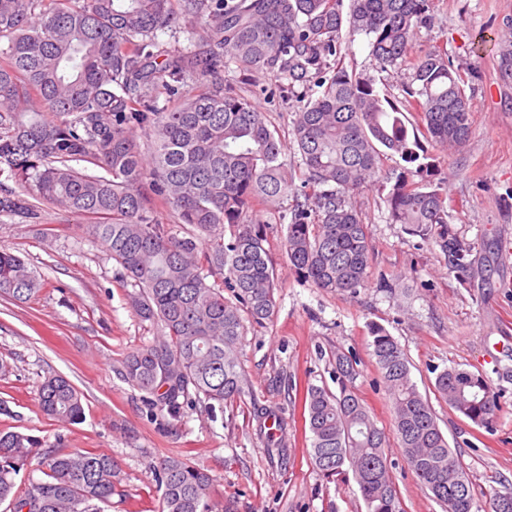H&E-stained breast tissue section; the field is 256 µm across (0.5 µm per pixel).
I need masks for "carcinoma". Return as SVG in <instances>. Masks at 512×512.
I'll return each instance as SVG.
<instances>
[{
    "label": "carcinoma",
    "instance_id": "obj_1",
    "mask_svg": "<svg viewBox=\"0 0 512 512\" xmlns=\"http://www.w3.org/2000/svg\"><path fill=\"white\" fill-rule=\"evenodd\" d=\"M0 0V178L90 220L138 291L131 307L160 336L123 361V380L177 420L195 400L211 409L243 392L237 370L243 318L273 317L274 266L257 206L288 196L293 180L267 113L224 87L234 62L265 69L289 86L319 77V94L295 113L291 134L303 180L295 189L285 248L296 275L326 293L350 296L367 282L373 249L353 198L394 155L404 166L387 177V220L439 247L450 271L468 279L474 246L449 223L448 201L428 147L460 149L471 134L472 87L447 54L417 57L419 27L431 0ZM204 24L193 48L155 50L157 32ZM366 37L380 70H412L406 104L380 95L373 81L342 62V30ZM196 82L188 94L176 85ZM164 105H159L161 94ZM416 113L410 121L406 113ZM149 130L150 160L132 133ZM106 175H99L94 168ZM161 201L197 232L178 237L154 220ZM0 213L36 223L40 211L9 189ZM214 280H208V277ZM34 272L0 251V295L24 303L37 292ZM230 297H225L224 293ZM370 354L393 409V436L408 467L445 512H480L460 456L439 427L430 397L413 381L410 361L385 328H370ZM339 392L307 388L305 422L312 462L328 478L355 480L367 512H404L378 428L357 390V360L333 354ZM435 397L473 425L493 429L498 396L482 375L433 367ZM40 411L63 425L84 417L81 393L50 375ZM39 441L0 432V503L11 512H100L121 484L112 457L49 451L43 478L16 477ZM161 512H214L213 476L178 457L156 467ZM490 512H512V488Z\"/></svg>",
    "mask_w": 512,
    "mask_h": 512
}]
</instances>
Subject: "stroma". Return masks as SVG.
Segmentation results:
<instances>
[{"mask_svg":"<svg viewBox=\"0 0 512 512\" xmlns=\"http://www.w3.org/2000/svg\"><path fill=\"white\" fill-rule=\"evenodd\" d=\"M510 40L512 0H433V20L419 28L413 48L417 54L441 48L454 66L472 73L470 140L433 155L451 224L473 244L482 276L462 280L438 247L388 223L383 198L393 159L355 196L374 255L371 276L354 296L323 293L294 273L284 246L292 199L261 207L256 216L278 276L276 312L269 321L245 324L240 398L212 412L190 403L174 428L163 426L144 393L119 375L125 356L152 340L158 327L133 311L123 268L88 235L86 218L43 200L36 224L0 213V249L21 256L40 282L27 302L0 297V400L10 407L0 414V431L33 435L45 452L59 442L67 451L111 456L123 481L104 512H160L155 467L170 456L207 470L214 499L233 512H366L355 482L325 479L312 465L304 393L310 385L337 391L331 353L353 354L360 361L355 388L377 425L391 429L388 396L370 356L369 328L376 324L405 349L421 390L431 388L432 367L456 366L482 374L498 395L490 432L432 402L475 502L487 512L491 499L512 485V75L499 68ZM345 65L396 98L409 74L381 71L361 37ZM224 82L266 111L286 159L296 160L294 114L315 86L292 88L268 71L235 63ZM51 374L67 377L82 393V423L65 427L40 411L38 390ZM261 408L274 411L272 428H261ZM275 441L282 454L271 453ZM386 453L405 512H444L397 441Z\"/></svg>","mask_w":512,"mask_h":512,"instance_id":"obj_1","label":"stroma"}]
</instances>
